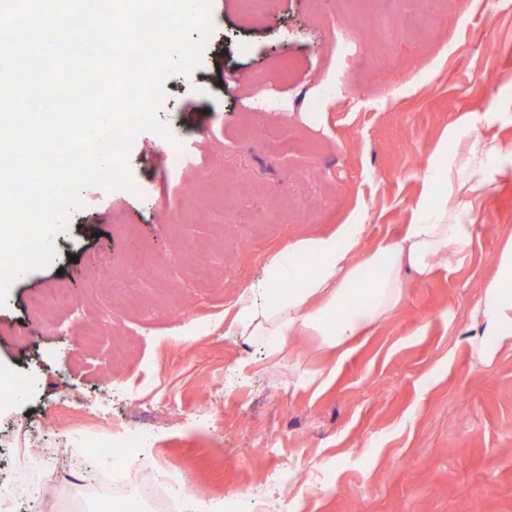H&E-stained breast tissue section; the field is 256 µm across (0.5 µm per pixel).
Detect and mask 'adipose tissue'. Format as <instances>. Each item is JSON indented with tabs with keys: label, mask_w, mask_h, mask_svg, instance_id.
<instances>
[{
	"label": "adipose tissue",
	"mask_w": 512,
	"mask_h": 512,
	"mask_svg": "<svg viewBox=\"0 0 512 512\" xmlns=\"http://www.w3.org/2000/svg\"><path fill=\"white\" fill-rule=\"evenodd\" d=\"M365 230L362 224H342L331 234L286 243L268 258L263 278L240 296L230 332L263 339L273 355L302 335L319 337L327 352L346 354L400 305L404 271L428 281L436 275L437 258L462 264L475 226L468 202L453 196L450 185L430 171L417 214L399 239L365 251ZM299 254L310 255L313 265H297ZM471 319L479 330L474 353L481 362L491 361L501 348L512 349V234L500 244L495 271Z\"/></svg>",
	"instance_id": "ef3b65f1"
}]
</instances>
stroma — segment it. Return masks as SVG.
<instances>
[{
    "label": "stroma",
    "instance_id": "35a3bbf8",
    "mask_svg": "<svg viewBox=\"0 0 512 512\" xmlns=\"http://www.w3.org/2000/svg\"><path fill=\"white\" fill-rule=\"evenodd\" d=\"M393 9L277 0L257 13L213 0L200 66L164 83L158 116L170 137L133 140V190L84 191L53 264L0 304V379L35 376L22 398L0 402V484L18 490L11 512L96 508L110 489L92 452L86 477L55 485L50 500L27 492L73 469L71 429L127 431L142 402L153 407L155 472L188 469L202 501L244 489L256 512H512V352L480 365L470 319L512 232V0H442L432 15L407 0L391 43L333 45L332 32L364 34L358 13ZM427 19L437 32L428 47L416 31ZM478 136L500 152L474 201L466 261L427 282L408 278L403 303L346 358L321 351L316 336L272 358L229 334L240 294L284 243L360 222L363 248L398 238L427 169L456 172ZM195 247L213 253L210 284L188 268ZM146 259L154 280L112 310L96 303L109 278H133ZM57 288L74 308L34 309ZM44 322L51 334L23 339ZM128 340L122 363L106 367ZM319 370L333 372L328 385L288 383ZM107 381L108 406L85 413ZM203 404L214 410L206 426L194 420ZM260 442L273 452H257ZM287 471L301 475L289 490Z\"/></svg>",
    "mask_w": 512,
    "mask_h": 512
}]
</instances>
